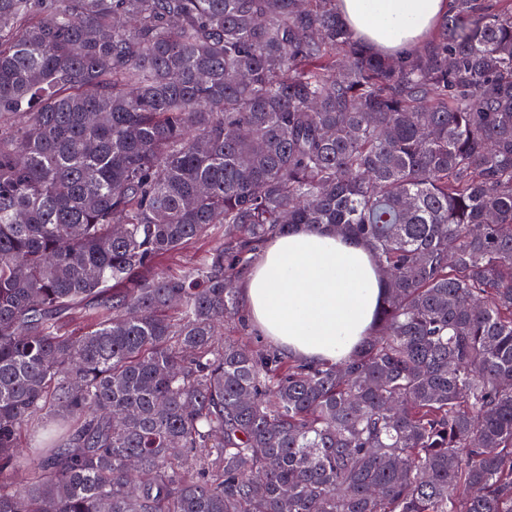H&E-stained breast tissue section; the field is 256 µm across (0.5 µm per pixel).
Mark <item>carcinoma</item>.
I'll use <instances>...</instances> for the list:
<instances>
[{
	"instance_id": "cac0c4a2",
	"label": "carcinoma",
	"mask_w": 512,
	"mask_h": 512,
	"mask_svg": "<svg viewBox=\"0 0 512 512\" xmlns=\"http://www.w3.org/2000/svg\"><path fill=\"white\" fill-rule=\"evenodd\" d=\"M336 2L0 0V512H512V0ZM298 226L383 276L343 363L218 339ZM452 0H339L347 26L374 50L401 55L426 41Z\"/></svg>"
}]
</instances>
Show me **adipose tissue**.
I'll return each mask as SVG.
<instances>
[{
    "label": "adipose tissue",
    "mask_w": 512,
    "mask_h": 512,
    "mask_svg": "<svg viewBox=\"0 0 512 512\" xmlns=\"http://www.w3.org/2000/svg\"><path fill=\"white\" fill-rule=\"evenodd\" d=\"M452 0H338L347 26L372 49L401 55L426 41ZM384 290L368 250L306 227L268 246L243 283L244 303L283 353L346 360L370 332Z\"/></svg>",
    "instance_id": "1"
}]
</instances>
